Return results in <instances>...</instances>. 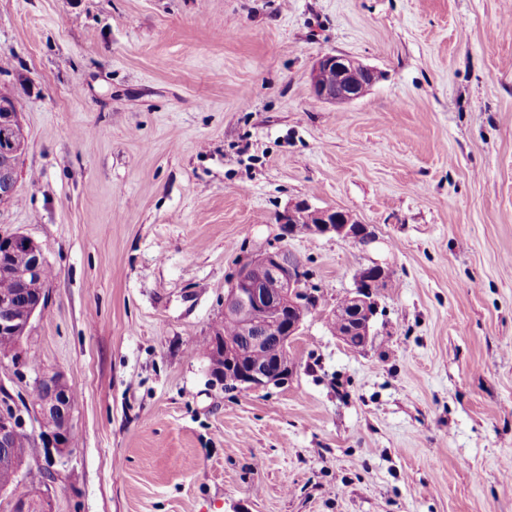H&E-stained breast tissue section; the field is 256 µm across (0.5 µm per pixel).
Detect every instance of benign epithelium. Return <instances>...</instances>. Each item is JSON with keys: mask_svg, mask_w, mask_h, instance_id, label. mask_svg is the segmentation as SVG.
<instances>
[{"mask_svg": "<svg viewBox=\"0 0 512 512\" xmlns=\"http://www.w3.org/2000/svg\"><path fill=\"white\" fill-rule=\"evenodd\" d=\"M379 78L377 70L349 56L333 53L318 56L309 71L313 95L331 104L359 100ZM19 126V113L11 111L8 103L0 100V202L7 200L18 185V161L26 148L25 135L20 133ZM281 223L286 236L335 235L359 244L369 243L373 236L368 225L354 220L348 212L314 208L305 201L288 208ZM17 246L27 252V263L15 266L1 259V255ZM47 269L43 251L31 237L23 233L0 236V279L14 284L11 293L0 294V337L9 340V345L0 351V360L8 359L18 369L29 365L22 340L33 317L45 306ZM268 280L279 285L274 295L262 288ZM354 281L355 288L345 303L351 317L341 334L346 344L354 338L367 342L373 335L376 296L383 287L385 269L377 264L363 267ZM23 297L29 303L20 308L18 301ZM316 306L317 295L310 284L308 270L292 258L287 249L267 250L242 264L224 295V317L236 322L238 336L226 337L215 346L216 355L224 359V363L212 365L214 380L228 390L254 392L288 384L297 368L294 361L287 357L264 364L254 363L245 359L238 342L244 339L250 347L261 348L267 342L263 334L265 324L277 322L283 329L278 340L286 346L300 334L306 317ZM34 391V415L42 441L50 448L44 459L36 460V467L51 475L49 482L52 483L59 476L55 465L71 452V387L62 374L44 372L36 378ZM21 435H27L24 416L8 398H1L0 447H8ZM24 477L25 467L19 465L11 470L9 481L0 483V497L10 503L11 512H29L27 502L10 494Z\"/></svg>", "mask_w": 512, "mask_h": 512, "instance_id": "obj_1", "label": "benign epithelium"}]
</instances>
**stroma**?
<instances>
[{"mask_svg":"<svg viewBox=\"0 0 512 512\" xmlns=\"http://www.w3.org/2000/svg\"><path fill=\"white\" fill-rule=\"evenodd\" d=\"M328 52L380 80L317 100ZM0 87V234L52 270L0 386L77 395L52 512H512V0H0ZM301 200L373 242L283 237ZM278 247L317 288L297 371L224 389L197 345ZM374 263L352 351L329 320ZM0 202L6 201L18 185L17 167L18 161L26 148L24 132L19 119V112L23 110V104L16 96L6 88L0 89ZM18 112V113H17ZM23 131V128H22ZM385 274V269L377 264L363 267L356 273L355 288L343 304L352 315L344 323L345 330L340 335L348 346L353 338H360L367 343L373 335V323L377 314L375 297L380 288H384Z\"/></svg>","mask_w":512,"mask_h":512,"instance_id":"obj_1","label":"stroma"}]
</instances>
